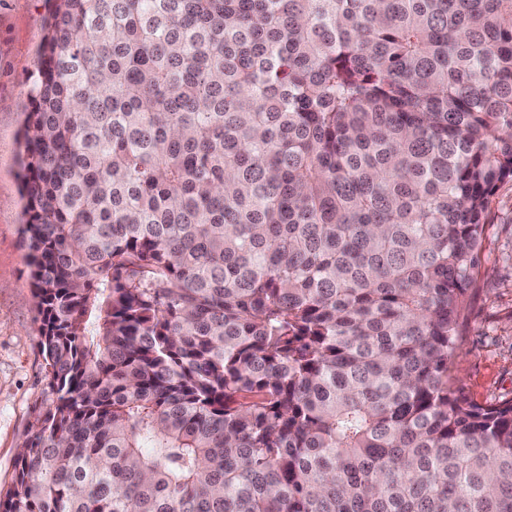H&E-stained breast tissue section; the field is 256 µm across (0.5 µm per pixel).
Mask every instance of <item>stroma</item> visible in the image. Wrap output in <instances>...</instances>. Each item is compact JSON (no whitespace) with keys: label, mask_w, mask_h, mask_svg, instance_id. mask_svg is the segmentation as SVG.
<instances>
[{"label":"stroma","mask_w":512,"mask_h":512,"mask_svg":"<svg viewBox=\"0 0 512 512\" xmlns=\"http://www.w3.org/2000/svg\"><path fill=\"white\" fill-rule=\"evenodd\" d=\"M50 0H0V492L35 418L52 406L47 363L21 234L20 128L38 78ZM482 268L450 365L454 385L479 404L512 397V181L490 203Z\"/></svg>","instance_id":"stroma-1"}]
</instances>
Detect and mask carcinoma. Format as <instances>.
<instances>
[{
  "label": "carcinoma",
  "mask_w": 512,
  "mask_h": 512,
  "mask_svg": "<svg viewBox=\"0 0 512 512\" xmlns=\"http://www.w3.org/2000/svg\"><path fill=\"white\" fill-rule=\"evenodd\" d=\"M40 58L0 512H512V398L448 375L512 0H54Z\"/></svg>",
  "instance_id": "cac0c4a2"
}]
</instances>
